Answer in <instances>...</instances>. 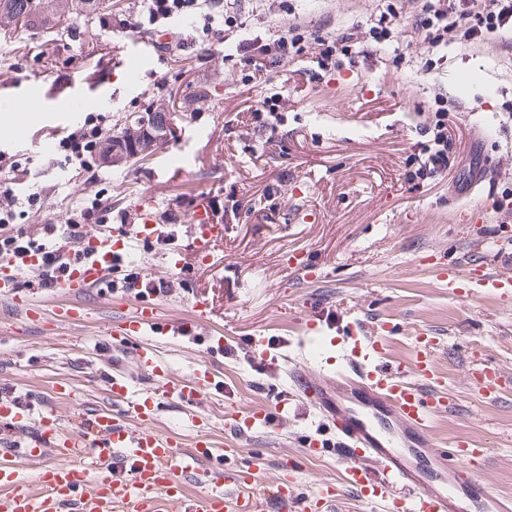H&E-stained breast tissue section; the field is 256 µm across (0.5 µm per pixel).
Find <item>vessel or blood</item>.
Masks as SVG:
<instances>
[{
    "label": "vessel or blood",
    "mask_w": 512,
    "mask_h": 512,
    "mask_svg": "<svg viewBox=\"0 0 512 512\" xmlns=\"http://www.w3.org/2000/svg\"><path fill=\"white\" fill-rule=\"evenodd\" d=\"M197 259H206L215 239L211 211L198 204L188 222ZM96 257L79 262L55 278L49 289L22 287V280L41 262L39 254L0 266V300L17 319L42 320L36 301L45 295L68 294L72 300L56 307L58 324L87 320V307L77 295L98 289L112 298L108 269L123 259L125 234L93 238ZM432 267L449 294L467 289L470 298L512 294V278L494 272L487 263L457 265L433 261ZM211 319L205 296H194L189 318L170 320L158 313L153 295L143 293L134 316L118 321L109 334L133 346L142 372L162 377L156 392L133 391L121 376L106 383L116 404L92 418L74 417L63 425L53 411L34 415L28 402L1 400L0 425L29 427L24 454L42 460L34 483L18 481L17 457L0 452V512H260L264 503L280 512H333L344 492L382 501L386 512H512V496L495 489L483 476L489 449L475 439L448 441L434 432L437 418L458 413V404L436 367L438 342L415 336L408 357L393 361L386 355L381 330H359L345 337L332 367L300 363L290 372L295 392L308 397L319 414L334 426L342 484L327 483L315 492L298 493V460H291L289 479L258 481L253 473L225 469L222 451L206 435L209 420L192 416L196 436L190 448L179 449L171 437L154 431L149 422L159 399L195 407L210 385L208 367L195 370L191 380L165 378L152 342L156 336L189 338ZM467 380L479 398L497 401L512 374L488 363H472ZM284 414L280 405L260 406L231 419L243 435L275 426ZM201 479L204 488L191 495L187 478Z\"/></svg>",
    "instance_id": "b4317fda"
}]
</instances>
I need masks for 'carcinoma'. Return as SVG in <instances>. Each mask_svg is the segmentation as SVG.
Listing matches in <instances>:
<instances>
[{
  "instance_id": "1",
  "label": "carcinoma",
  "mask_w": 512,
  "mask_h": 512,
  "mask_svg": "<svg viewBox=\"0 0 512 512\" xmlns=\"http://www.w3.org/2000/svg\"><path fill=\"white\" fill-rule=\"evenodd\" d=\"M104 0H0V33H14L26 28H48L64 15L69 17L95 14L103 8ZM141 115L133 112L119 135L105 137L102 147L112 146L115 151L131 155L142 131Z\"/></svg>"
}]
</instances>
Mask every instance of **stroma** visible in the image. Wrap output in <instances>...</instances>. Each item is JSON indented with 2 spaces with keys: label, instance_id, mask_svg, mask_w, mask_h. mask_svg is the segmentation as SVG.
Returning a JSON list of instances; mask_svg holds the SVG:
<instances>
[{
  "label": "stroma",
  "instance_id": "obj_1",
  "mask_svg": "<svg viewBox=\"0 0 512 512\" xmlns=\"http://www.w3.org/2000/svg\"><path fill=\"white\" fill-rule=\"evenodd\" d=\"M416 0H236L227 13L199 0L174 16L150 22L141 0H114L105 20L62 19L54 29L0 36V112L19 108L24 88L37 87L41 117L0 123V177L17 180L13 225L32 232L53 220L68 223L100 200L109 224H130L144 207L167 225L169 246L131 239L125 264L165 282L158 301L167 318H181L196 292L208 293L212 323L193 341L161 344L171 377L190 378L214 365L216 384L196 404L214 424L219 445L237 443L225 467L254 469L270 480L284 455L302 463L300 491L337 481L333 426H309L313 408L293 398L289 370L296 361L318 365L336 353L353 322L387 324L388 354L405 358L414 331L440 337L437 365L460 414L440 421L442 437L475 436L490 448L484 476L512 494V387L483 403L465 379L477 357L512 371V298H452L428 255L450 252L460 265L478 259L512 275V240L500 257L485 244L501 224L512 225V21L467 43L459 33L430 47L417 38ZM386 30L378 21L388 11ZM299 29V54L278 63L271 44ZM353 35V56L322 63L317 37ZM156 40L160 62L151 77L116 68L132 54L135 37ZM269 45L261 74L243 56ZM279 100L273 129L258 130L253 110ZM448 108L450 166L416 178L420 156L434 146L435 111ZM172 113L182 132L149 157L121 166L69 162L59 140L85 121L120 132L124 117L146 106ZM211 206L224 238L211 264L193 259L185 223L200 200ZM479 208L483 223L464 221ZM182 252L183 266L168 259ZM309 255L321 275L304 280L290 270ZM88 322L45 332L29 324L22 341L0 335V380L49 401L61 419L89 415L112 403L107 374L152 391L158 378L141 372L133 351L112 346L101 332L126 318L133 304L82 298ZM224 339L216 354L213 337ZM264 340L266 362L252 359L246 341ZM72 395L57 400L54 381ZM292 398L288 417L266 433L233 440L223 423L232 414ZM325 446L308 453L310 438Z\"/></svg>",
  "mask_w": 512,
  "mask_h": 512
}]
</instances>
